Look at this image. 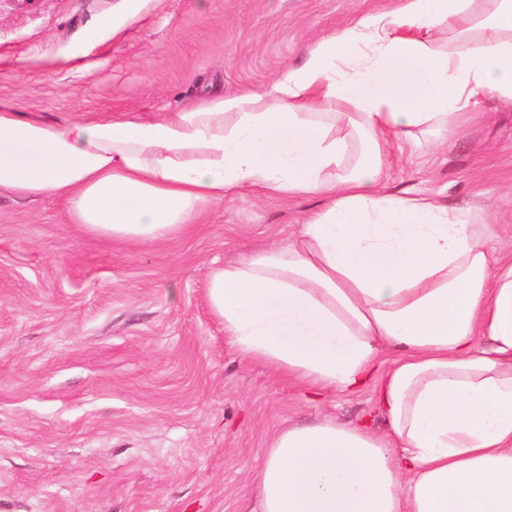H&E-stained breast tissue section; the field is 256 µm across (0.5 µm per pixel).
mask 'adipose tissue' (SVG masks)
Instances as JSON below:
<instances>
[{
    "label": "adipose tissue",
    "mask_w": 512,
    "mask_h": 512,
    "mask_svg": "<svg viewBox=\"0 0 512 512\" xmlns=\"http://www.w3.org/2000/svg\"><path fill=\"white\" fill-rule=\"evenodd\" d=\"M512 101V0H406L318 42L262 90L58 124L0 102V191L72 223L166 239L235 193L319 205L288 245L212 268L247 359L376 389L389 430L333 421L271 442L260 512H512V258L493 224L387 190L391 147Z\"/></svg>",
    "instance_id": "adipose-tissue-1"
}]
</instances>
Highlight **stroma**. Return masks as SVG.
Here are the masks:
<instances>
[{
    "label": "stroma",
    "instance_id": "obj_1",
    "mask_svg": "<svg viewBox=\"0 0 512 512\" xmlns=\"http://www.w3.org/2000/svg\"><path fill=\"white\" fill-rule=\"evenodd\" d=\"M405 0H0V100L61 122L157 115L262 89L321 38ZM443 147L401 142L388 187L501 225L512 103ZM310 199L226 197L167 241L96 236L57 200L0 194V512H255L270 438L325 418L388 430L375 389L320 392L243 358L209 270L287 244Z\"/></svg>",
    "mask_w": 512,
    "mask_h": 512
}]
</instances>
